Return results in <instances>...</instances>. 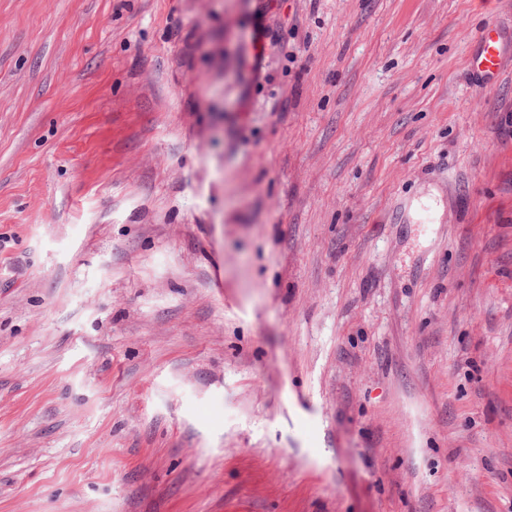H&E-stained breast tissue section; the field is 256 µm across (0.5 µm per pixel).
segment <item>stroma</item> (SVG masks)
<instances>
[{
  "instance_id": "obj_1",
  "label": "stroma",
  "mask_w": 512,
  "mask_h": 512,
  "mask_svg": "<svg viewBox=\"0 0 512 512\" xmlns=\"http://www.w3.org/2000/svg\"><path fill=\"white\" fill-rule=\"evenodd\" d=\"M0 512H512V0H0ZM502 63L499 32L496 28H487L480 35L478 50L470 65L486 82H491L498 75Z\"/></svg>"
}]
</instances>
